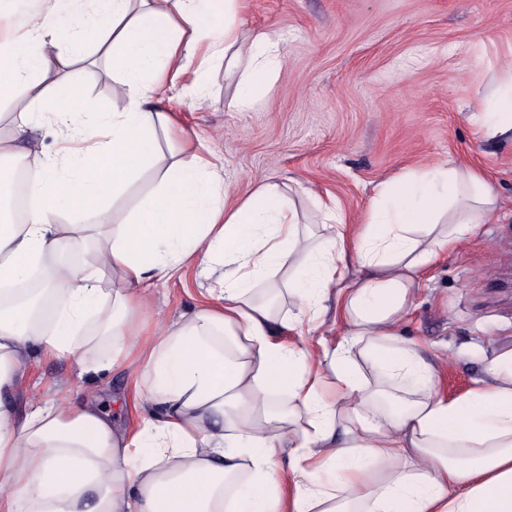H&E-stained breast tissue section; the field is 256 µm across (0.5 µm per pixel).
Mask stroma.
Instances as JSON below:
<instances>
[{
	"instance_id": "35a3bbf8",
	"label": "stroma",
	"mask_w": 512,
	"mask_h": 512,
	"mask_svg": "<svg viewBox=\"0 0 512 512\" xmlns=\"http://www.w3.org/2000/svg\"><path fill=\"white\" fill-rule=\"evenodd\" d=\"M238 19L244 34L265 32L277 44L255 106H237L248 59L210 63L200 47L159 99L175 132L168 150L213 161L233 199L294 180L335 199L354 224L382 181L430 163L464 162L492 182L496 215L428 269L398 328L434 364L440 395L463 397L495 352L512 349V133L483 136L472 119L512 56V0H242ZM68 73L95 109L122 111L109 62L90 73L77 62ZM149 296L133 323L143 339L157 319L179 320L210 302L193 264L151 283ZM27 376L30 392L11 399L15 414L29 393L68 390L93 394L115 425L138 419L129 372L86 373L75 358L36 355Z\"/></svg>"
}]
</instances>
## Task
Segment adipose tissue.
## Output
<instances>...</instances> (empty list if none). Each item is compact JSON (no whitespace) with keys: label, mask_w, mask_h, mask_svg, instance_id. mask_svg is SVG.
Here are the masks:
<instances>
[{"label":"adipose tissue","mask_w":512,"mask_h":512,"mask_svg":"<svg viewBox=\"0 0 512 512\" xmlns=\"http://www.w3.org/2000/svg\"><path fill=\"white\" fill-rule=\"evenodd\" d=\"M236 2L52 0L0 39V98L21 105L32 180L25 223H0V388L24 387L32 348L81 360L104 342L103 368L132 369L146 409L118 429L88 399L34 398L20 417L0 402V512H512V350L448 401L419 350L393 342L424 272L495 215L486 176L456 164L413 170L380 184L363 224L338 214L311 238L293 190L265 183L234 204L211 162L160 154L170 131L153 101L163 72L182 69V50L203 42L210 58L240 59L270 46L263 34L241 39ZM90 45L111 61L123 111L97 113L65 93L69 58ZM501 82L495 104L474 115L489 136L512 131V64ZM49 102L72 144L59 158L27 134ZM90 111L91 127L78 119ZM157 165L155 193L113 223L112 202ZM89 210L97 221L82 224ZM96 235L104 241L82 265L65 260ZM43 259L52 287L35 303L15 301ZM192 262L216 307L139 339L132 321L145 285ZM107 269L117 275L108 291ZM281 272L299 314L320 326L339 319V340L320 338L314 353L282 339L293 320L259 289ZM361 358L406 395L369 388Z\"/></svg>","instance_id":"ef3b65f1"}]
</instances>
